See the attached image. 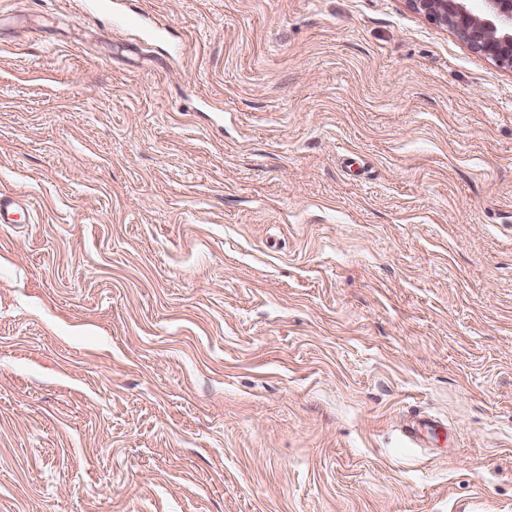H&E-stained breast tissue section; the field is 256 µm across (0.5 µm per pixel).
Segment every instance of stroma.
Instances as JSON below:
<instances>
[{
  "mask_svg": "<svg viewBox=\"0 0 512 512\" xmlns=\"http://www.w3.org/2000/svg\"><path fill=\"white\" fill-rule=\"evenodd\" d=\"M125 3L0 0V512H512V72L405 0ZM29 217L27 206H21L13 197L0 194V224H20Z\"/></svg>",
  "mask_w": 512,
  "mask_h": 512,
  "instance_id": "stroma-1",
  "label": "stroma"
}]
</instances>
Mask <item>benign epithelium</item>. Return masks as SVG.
<instances>
[{"label":"benign epithelium","instance_id":"obj_1","mask_svg":"<svg viewBox=\"0 0 512 512\" xmlns=\"http://www.w3.org/2000/svg\"><path fill=\"white\" fill-rule=\"evenodd\" d=\"M425 19L456 34L476 53L512 71V0H406Z\"/></svg>","mask_w":512,"mask_h":512}]
</instances>
